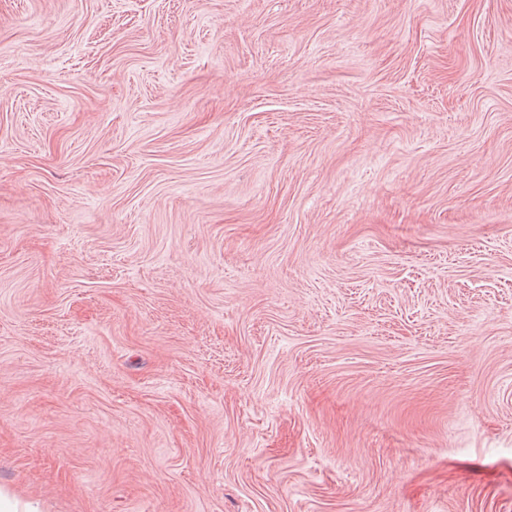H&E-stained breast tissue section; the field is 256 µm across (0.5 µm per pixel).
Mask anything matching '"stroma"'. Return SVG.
I'll return each mask as SVG.
<instances>
[{"label": "stroma", "mask_w": 512, "mask_h": 512, "mask_svg": "<svg viewBox=\"0 0 512 512\" xmlns=\"http://www.w3.org/2000/svg\"><path fill=\"white\" fill-rule=\"evenodd\" d=\"M0 485L512 512V0H0Z\"/></svg>", "instance_id": "35a3bbf8"}]
</instances>
